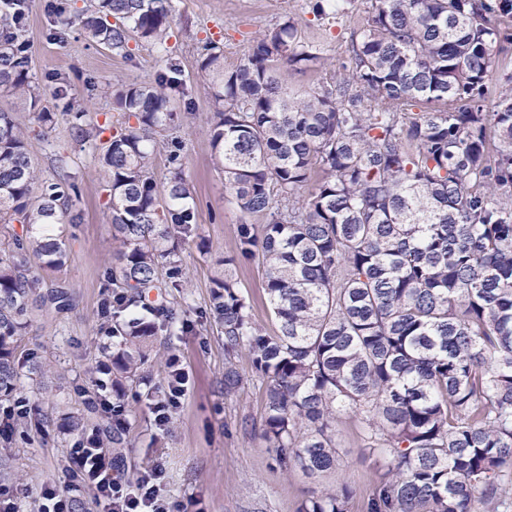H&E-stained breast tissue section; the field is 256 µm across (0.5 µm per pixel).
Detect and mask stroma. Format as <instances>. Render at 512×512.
Masks as SVG:
<instances>
[{
  "instance_id": "obj_1",
  "label": "stroma",
  "mask_w": 512,
  "mask_h": 512,
  "mask_svg": "<svg viewBox=\"0 0 512 512\" xmlns=\"http://www.w3.org/2000/svg\"><path fill=\"white\" fill-rule=\"evenodd\" d=\"M171 5L164 51L133 40L127 51L118 53L87 40L75 24L67 27L63 38H54L45 0L25 2L21 35L31 46V73L44 92L43 106L56 113L57 122L52 129H42L33 109L18 98L0 96V110L13 112L29 130V153L41 177L55 178L56 159L64 157L80 193L73 199L65 227L70 260L57 274L75 304L64 312L51 308L37 312L18 349L22 355L34 353L38 361L59 372L42 388L27 378L19 385L20 392L52 416L48 435L20 438L9 445L0 442V456L7 458L12 471L9 486L20 492L18 512H39L42 487L63 477L75 438L61 433L57 422L67 408L81 407L86 400L94 379L89 369L106 343L99 304L114 259L109 190L92 148L72 137L64 103L88 100L92 111L117 114L108 87L152 80L166 55L181 69L180 101L192 103L191 110L180 112L175 134L182 143V170L197 188L198 234L183 249L186 278L180 288L170 291L171 297L184 302V326L173 336L159 333L151 370L155 380L165 381L169 357L179 356L187 383L164 444L155 441L148 400L129 404L126 472L136 477L162 463L161 488L170 512H298L304 499L345 483L357 489L349 512H367L368 491L379 469L364 447L357 417L338 414L339 464L331 473L309 478L299 470L280 467L261 436L263 386L252 375L247 350L235 357L243 386L231 394L224 391V337L204 316L214 279L233 275L250 299L254 323L263 331L276 334L278 323L267 301L261 267L254 262L224 263L225 257L237 252L242 218L228 202L224 180L212 165L206 134L211 97L198 75L207 41L222 45L224 62L233 67L248 56L265 30L290 17L319 44L325 64L318 70H284L285 82L308 89L333 81L345 55L347 33L364 13L357 8L337 20H319L308 0H171ZM61 87L66 90L62 97L56 94Z\"/></svg>"
}]
</instances>
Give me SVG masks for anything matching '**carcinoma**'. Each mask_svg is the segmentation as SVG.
<instances>
[{"label":"carcinoma","mask_w":512,"mask_h":512,"mask_svg":"<svg viewBox=\"0 0 512 512\" xmlns=\"http://www.w3.org/2000/svg\"><path fill=\"white\" fill-rule=\"evenodd\" d=\"M351 2L311 8L337 19ZM364 13L343 76L304 93L283 69L323 56L291 18L234 68L216 43L200 54L224 191L242 217L264 221L259 235L239 224L225 262L258 259L278 321L267 335L237 282L214 281L224 393L243 385L234 358L245 346L264 384L263 439L281 467L308 477L338 464L336 414L358 417L385 468L368 512H499L512 496V91L489 112L485 89L495 49L512 43V0H365ZM170 15V0H94L76 19L86 38L122 52L132 39L163 48ZM19 25L17 12L0 13V92L36 109L43 92ZM178 75L169 57L153 80L122 87L116 133L83 105L68 113L108 179L118 250L104 325L119 342L98 364L116 405L148 381L155 336L178 323L167 298L148 296L180 287L182 245L196 234L192 181L176 167L161 189L153 172L157 138L179 119ZM316 168L322 177L300 194ZM77 194L68 173L39 177L27 133L1 110L0 224L22 234L0 248V405L14 404L23 369L38 384L51 374L24 364L17 344L34 311L71 305L46 273L67 262L62 224ZM22 419L37 431L48 422L37 407ZM60 428L97 435L119 459L128 424L80 413ZM354 494L344 484L298 512H348Z\"/></svg>","instance_id":"cac0c4a2"}]
</instances>
